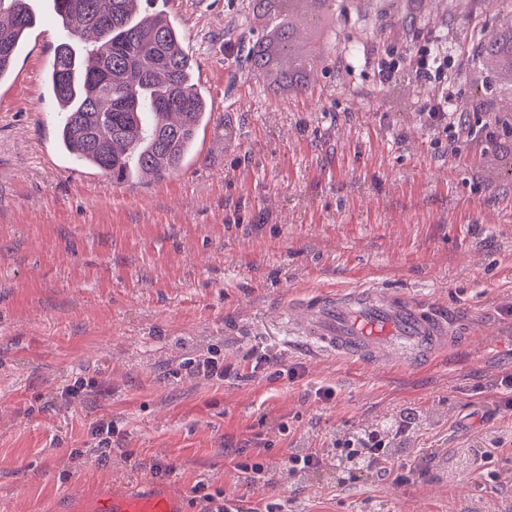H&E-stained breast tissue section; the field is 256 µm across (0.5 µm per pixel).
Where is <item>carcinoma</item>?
I'll list each match as a JSON object with an SVG mask.
<instances>
[{
    "instance_id": "1",
    "label": "carcinoma",
    "mask_w": 512,
    "mask_h": 512,
    "mask_svg": "<svg viewBox=\"0 0 512 512\" xmlns=\"http://www.w3.org/2000/svg\"><path fill=\"white\" fill-rule=\"evenodd\" d=\"M55 2L58 23L75 30L44 78L60 152L116 183L179 170L211 116L181 28L141 0ZM31 21L27 0H0V61L17 60Z\"/></svg>"
}]
</instances>
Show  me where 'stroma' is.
<instances>
[{
	"label": "stroma",
	"mask_w": 512,
	"mask_h": 512,
	"mask_svg": "<svg viewBox=\"0 0 512 512\" xmlns=\"http://www.w3.org/2000/svg\"><path fill=\"white\" fill-rule=\"evenodd\" d=\"M333 39L293 93L253 64L263 0H172L217 106L171 176L116 185L61 154L45 55L0 102V512H86L114 473L237 512H512V126L472 51L494 0H332ZM455 49L457 102L491 140L419 114L409 49ZM399 60L380 84L377 62ZM374 287L470 332L424 365L354 367L275 332L290 298ZM234 374L193 376L190 358ZM268 369L252 372L256 358ZM87 391L69 396L75 381ZM333 386L332 400L318 387ZM410 415L390 446L410 480L359 471L345 440ZM111 421L112 449L91 434ZM267 451L258 452V443ZM322 467L289 472L291 454ZM262 459L260 484L235 469Z\"/></svg>",
	"instance_id": "1"
}]
</instances>
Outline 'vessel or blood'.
<instances>
[{
    "label": "vessel or blood",
    "instance_id": "obj_1",
    "mask_svg": "<svg viewBox=\"0 0 512 512\" xmlns=\"http://www.w3.org/2000/svg\"><path fill=\"white\" fill-rule=\"evenodd\" d=\"M285 324L299 344L358 365H418L444 350L449 317L408 296L374 288L300 297ZM90 512H185L181 495L159 481L99 494Z\"/></svg>",
    "mask_w": 512,
    "mask_h": 512
}]
</instances>
